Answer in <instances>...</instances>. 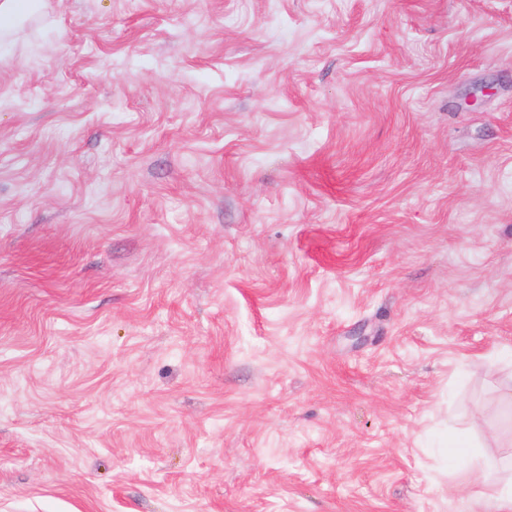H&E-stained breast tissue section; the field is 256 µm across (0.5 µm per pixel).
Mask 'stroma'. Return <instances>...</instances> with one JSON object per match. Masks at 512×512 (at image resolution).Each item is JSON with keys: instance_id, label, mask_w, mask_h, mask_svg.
I'll return each instance as SVG.
<instances>
[{"instance_id": "obj_1", "label": "stroma", "mask_w": 512, "mask_h": 512, "mask_svg": "<svg viewBox=\"0 0 512 512\" xmlns=\"http://www.w3.org/2000/svg\"><path fill=\"white\" fill-rule=\"evenodd\" d=\"M510 410L512 0L0 42V512H495Z\"/></svg>"}]
</instances>
